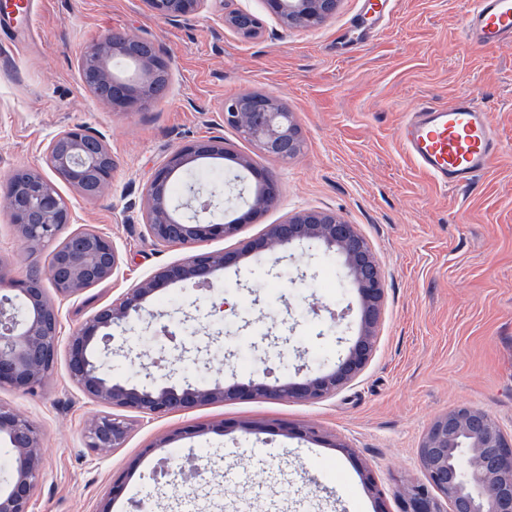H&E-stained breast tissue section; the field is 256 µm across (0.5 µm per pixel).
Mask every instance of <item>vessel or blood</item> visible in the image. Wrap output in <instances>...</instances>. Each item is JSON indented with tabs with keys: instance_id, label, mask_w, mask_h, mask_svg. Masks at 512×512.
<instances>
[{
	"instance_id": "vessel-or-blood-1",
	"label": "vessel or blood",
	"mask_w": 512,
	"mask_h": 512,
	"mask_svg": "<svg viewBox=\"0 0 512 512\" xmlns=\"http://www.w3.org/2000/svg\"><path fill=\"white\" fill-rule=\"evenodd\" d=\"M465 34L486 46L512 40V0H473ZM396 137L423 172L442 186L462 190L477 185L502 149L488 112L468 94L449 104L417 107Z\"/></svg>"
}]
</instances>
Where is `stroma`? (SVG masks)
<instances>
[{
	"label": "stroma",
	"mask_w": 512,
	"mask_h": 512,
	"mask_svg": "<svg viewBox=\"0 0 512 512\" xmlns=\"http://www.w3.org/2000/svg\"><path fill=\"white\" fill-rule=\"evenodd\" d=\"M32 26L0 10V179L41 164L51 138L81 125L105 137L118 167L109 191L83 197L56 180L75 225L108 235L118 276L59 300L60 336L184 252L155 246L141 216L150 169L179 144L221 138L280 186L275 209L210 251H232L267 225L306 209L336 212L370 243L384 273L385 305L374 355L336 396L316 403L243 399L145 421L134 418L124 446L101 458L85 446V423L101 406L87 399L58 357L45 388L0 387V403L37 422L44 462L33 512H375L365 475L401 512V493L424 472L418 448L434 417L466 404L487 412L512 439V45L465 37L471 0H395L378 35L337 55L336 37L356 18L340 0L319 26L287 29L263 0H232L263 20L260 34L225 29L219 7L177 21L151 15L143 0H29ZM157 41L172 58L168 94L138 110L96 101L82 86L81 56L115 31ZM247 91L279 98L294 112L304 147L288 161L265 156L224 123V102ZM488 108L504 149L472 190L443 188L419 171L395 132L424 103L458 95ZM220 289L183 282L147 312L111 354L112 379L145 376L169 325L186 348L179 374L226 387L257 373L299 381L331 370L360 328V301L335 257L296 244L218 272ZM347 310L332 322L331 312ZM242 421L263 424L259 433ZM225 423L218 431L217 423ZM190 424L206 433L153 448ZM311 426L319 440L286 435ZM208 458L192 497L168 484L166 463ZM118 497H111L113 486Z\"/></svg>",
	"instance_id": "35a3bbf8"
}]
</instances>
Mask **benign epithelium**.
Here are the masks:
<instances>
[{
    "mask_svg": "<svg viewBox=\"0 0 512 512\" xmlns=\"http://www.w3.org/2000/svg\"><path fill=\"white\" fill-rule=\"evenodd\" d=\"M154 15L176 21L206 12L214 0H144ZM339 0H264L267 12L285 28L315 27L336 13ZM224 26L245 39L254 38L252 15L238 9L224 11ZM137 66L133 77L115 74L114 58ZM84 89L97 100L123 110L138 109L169 91L171 58L154 40L135 32H114L97 42L80 60ZM224 123L255 149L281 161L297 156L304 140L294 113L277 97L245 92L224 102ZM231 155L222 139L194 141L176 147L157 164L143 186L142 220L148 236L158 245L185 250L177 263L165 265L112 302L101 306L67 338L69 378L88 399L141 418L157 419L191 409L241 398L318 402L328 399L357 379L373 356L385 299V280L371 246L356 225L330 211L307 210L267 226L262 237L235 251L204 249L205 243L236 235L243 225L277 207L278 183L254 167L246 156L236 163L254 174L257 189L247 208L230 220L218 218L215 193L189 188L195 213L185 217L174 203L173 176L205 157ZM45 163L82 195L97 198L112 182L117 167L105 138L81 126L58 132L45 151ZM0 209L29 255L54 245L49 261L26 266L16 275L0 258V387L22 393L43 388L57 362L61 345L59 308L50 293L67 299L119 274L121 254L107 235L91 229H71L73 215L65 199L40 168L21 167L0 182ZM294 243L322 247L336 255L351 287L360 298V331L336 367L300 382H266L257 376L245 387L201 386L171 371L150 375L144 382L117 383L91 353L92 343L134 330L147 300L171 284L191 282L214 286L215 275L257 252L274 253ZM210 426L188 425L160 438L154 448H165ZM131 423L122 415L99 412L85 425L86 447L107 457L125 446ZM0 439L8 442L10 477L0 486V512H31L42 470L44 446L39 425L0 404ZM425 482L408 485L402 512H444L438 496L452 512H512V442L490 416L459 405L430 423L419 446Z\"/></svg>",
    "mask_w": 512,
    "mask_h": 512,
    "instance_id": "1",
    "label": "benign epithelium"
}]
</instances>
